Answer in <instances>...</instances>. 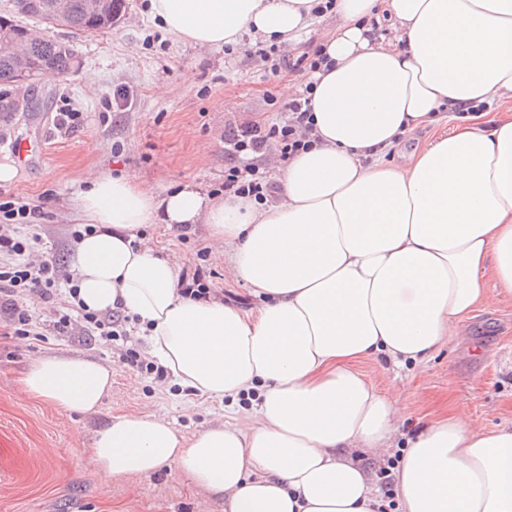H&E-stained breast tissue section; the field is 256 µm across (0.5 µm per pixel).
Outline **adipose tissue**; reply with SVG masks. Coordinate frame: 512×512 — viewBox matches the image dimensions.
Wrapping results in <instances>:
<instances>
[{
  "label": "adipose tissue",
  "mask_w": 512,
  "mask_h": 512,
  "mask_svg": "<svg viewBox=\"0 0 512 512\" xmlns=\"http://www.w3.org/2000/svg\"><path fill=\"white\" fill-rule=\"evenodd\" d=\"M314 5L150 0L149 11L173 38L219 50L246 31L290 44ZM336 12L328 65L313 75V144L280 169L270 203L217 201L189 183L159 193L122 171L76 196L93 226L74 262L83 306L136 318L179 386L252 398L245 426L190 438L156 418L114 417L90 450L106 476L166 465L225 495L226 512H374L376 490L339 453L387 447L398 410L340 359L429 357L483 303L484 270L512 297V119L485 128L451 116L512 100V0H336ZM426 129L425 144L405 149ZM396 148L402 162H384ZM157 222L207 225L260 305L182 297L175 261L134 244ZM22 385L92 414L112 372L49 355ZM394 491L401 512H512V427L423 428Z\"/></svg>",
  "instance_id": "ef3b65f1"
}]
</instances>
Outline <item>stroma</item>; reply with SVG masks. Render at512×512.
Here are the masks:
<instances>
[{
    "mask_svg": "<svg viewBox=\"0 0 512 512\" xmlns=\"http://www.w3.org/2000/svg\"><path fill=\"white\" fill-rule=\"evenodd\" d=\"M147 3L125 0L121 20L94 33L27 22L37 35L72 45L81 59L74 75L38 82L40 112L0 116V158L9 153L8 138L47 141L45 155L22 167L0 194L43 203L48 241L64 243L79 223L73 198L91 174L119 168L147 188L193 183L209 192L224 180L225 124L281 116L287 101L282 88L292 76L266 79L255 52L267 40L248 32L233 50L202 48L169 36L151 19ZM121 87L132 103L116 112L112 96ZM68 107L81 112L82 121L64 133L54 116ZM146 230L142 246L177 255L184 272H193L197 249L207 248L218 296L246 311L257 306L250 288L231 278L223 248L204 225H194L186 241L157 224ZM494 285L484 275L486 301L472 313L465 336L430 359L402 366L381 357L353 362L396 404L400 421L389 448L347 450L343 459L371 478L389 458L403 455V440L423 424L462 419L475 429L512 426V299L498 295ZM44 354L89 357L111 367L112 391L98 412L69 413L23 392L31 361ZM120 413L160 418L187 437L243 416L240 406L133 373L91 336L56 335L33 344L0 339V512H224L223 495L173 468L148 476L103 475L88 449Z\"/></svg>",
    "mask_w": 512,
    "mask_h": 512,
    "instance_id": "35a3bbf8",
    "label": "stroma"
}]
</instances>
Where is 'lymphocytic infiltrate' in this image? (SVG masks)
<instances>
[{"label":"lymphocytic infiltrate","mask_w":512,"mask_h":512,"mask_svg":"<svg viewBox=\"0 0 512 512\" xmlns=\"http://www.w3.org/2000/svg\"><path fill=\"white\" fill-rule=\"evenodd\" d=\"M258 55L270 76L286 71L303 82L299 94L283 105L280 121H234L224 128V180L219 193L262 202L274 191L270 161L288 162L311 144L312 76L326 56L316 50L286 57L273 47L259 50ZM45 217L42 206L15 197L0 201V325L8 336L39 342L46 341L51 331L88 335L104 343L126 338L131 318L120 308L106 312L82 308L73 273L60 266L42 236Z\"/></svg>","instance_id":"1"}]
</instances>
